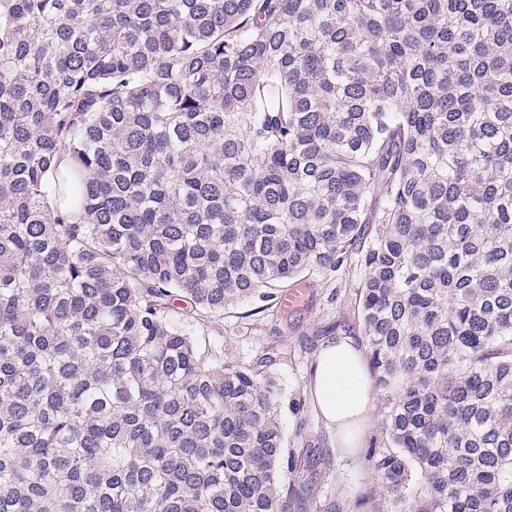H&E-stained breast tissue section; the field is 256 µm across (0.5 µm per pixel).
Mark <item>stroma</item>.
Instances as JSON below:
<instances>
[{
    "label": "stroma",
    "mask_w": 512,
    "mask_h": 512,
    "mask_svg": "<svg viewBox=\"0 0 512 512\" xmlns=\"http://www.w3.org/2000/svg\"><path fill=\"white\" fill-rule=\"evenodd\" d=\"M358 270L332 277L313 276L303 309L275 325L265 314L244 317L242 308L217 323H191L202 347L223 353L225 360L252 364L268 358L265 373L280 388V419L289 450L303 452L290 478L299 488L288 512H395V507L367 469L368 450L382 446L380 411H373L359 448L345 451L321 416L311 395V377L321 348L344 338L364 345L355 306Z\"/></svg>",
    "instance_id": "obj_1"
}]
</instances>
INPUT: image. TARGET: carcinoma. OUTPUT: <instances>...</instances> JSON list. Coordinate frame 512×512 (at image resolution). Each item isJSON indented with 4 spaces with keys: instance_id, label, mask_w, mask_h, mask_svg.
<instances>
[{
    "instance_id": "cac0c4a2",
    "label": "carcinoma",
    "mask_w": 512,
    "mask_h": 512,
    "mask_svg": "<svg viewBox=\"0 0 512 512\" xmlns=\"http://www.w3.org/2000/svg\"><path fill=\"white\" fill-rule=\"evenodd\" d=\"M357 267L402 512H512V0H0V512H288L185 321Z\"/></svg>"
}]
</instances>
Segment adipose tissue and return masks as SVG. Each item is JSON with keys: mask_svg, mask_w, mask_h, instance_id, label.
<instances>
[{"mask_svg": "<svg viewBox=\"0 0 512 512\" xmlns=\"http://www.w3.org/2000/svg\"><path fill=\"white\" fill-rule=\"evenodd\" d=\"M312 393L323 418L335 429L339 447H356L376 391L361 352L351 342L339 339L321 349Z\"/></svg>", "mask_w": 512, "mask_h": 512, "instance_id": "1", "label": "adipose tissue"}]
</instances>
